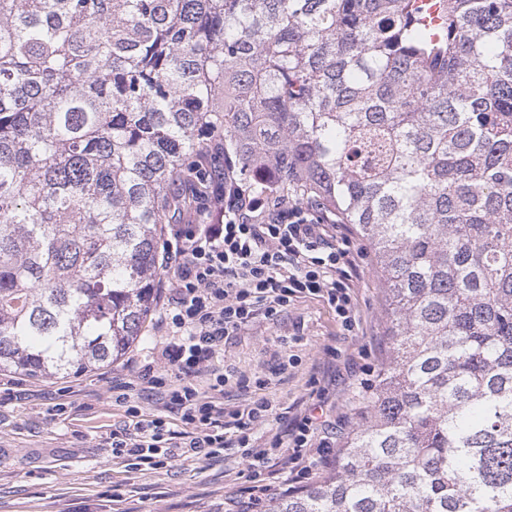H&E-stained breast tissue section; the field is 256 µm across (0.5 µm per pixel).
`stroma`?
Here are the masks:
<instances>
[{
	"label": "stroma",
	"instance_id": "stroma-1",
	"mask_svg": "<svg viewBox=\"0 0 512 512\" xmlns=\"http://www.w3.org/2000/svg\"><path fill=\"white\" fill-rule=\"evenodd\" d=\"M352 242L357 327L344 330L333 307L317 296L293 301L277 321L257 319L225 345L224 366L268 383L225 387V408L264 397L292 414L322 410L337 432L351 427L361 384L388 349L387 295L374 254L360 237ZM168 298V282L159 280L155 315L111 365L61 379L0 371V512H224L252 486L237 448L204 461L178 457L154 469L113 455L105 442L127 424L130 404L171 429L182 427L157 396L135 395L125 405L112 392L113 385L133 381L137 364L152 361L164 345L157 314ZM287 355L292 362L280 370Z\"/></svg>",
	"mask_w": 512,
	"mask_h": 512
}]
</instances>
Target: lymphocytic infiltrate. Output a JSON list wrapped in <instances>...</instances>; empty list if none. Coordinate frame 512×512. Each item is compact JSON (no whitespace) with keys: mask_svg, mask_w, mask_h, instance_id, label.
<instances>
[{"mask_svg":"<svg viewBox=\"0 0 512 512\" xmlns=\"http://www.w3.org/2000/svg\"><path fill=\"white\" fill-rule=\"evenodd\" d=\"M195 216V223L175 232L162 266L171 298L164 313L170 338L161 357L175 376L167 378L146 364L136 383L123 385L127 391L137 386L159 393L165 407L179 413L183 428L172 430L162 419L141 418L131 406L127 413L135 422L112 432V451L156 468L175 457L209 460L236 447L254 471L282 459L296 479H303L310 468L326 467L333 455L316 417H294L287 434L258 443L254 425L272 416L271 403L262 398L243 409L225 410L218 400L225 386L232 381L246 385L247 378L219 371L212 362L226 341L258 317L277 319L291 302L307 295H325L341 326L352 330L357 312L348 240L333 237L330 224L312 206L295 202L283 207L268 196L246 198L228 210L223 191L217 189ZM201 376L209 379L203 392L194 383ZM228 423L236 438L226 437Z\"/></svg>","mask_w":512,"mask_h":512,"instance_id":"f902f5d3","label":"lymphocytic infiltrate"}]
</instances>
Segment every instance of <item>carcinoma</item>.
Here are the masks:
<instances>
[{"label":"carcinoma","mask_w":512,"mask_h":512,"mask_svg":"<svg viewBox=\"0 0 512 512\" xmlns=\"http://www.w3.org/2000/svg\"><path fill=\"white\" fill-rule=\"evenodd\" d=\"M214 156L354 225L389 301L333 469L270 512H512V0H0V369L122 357Z\"/></svg>","instance_id":"obj_1"}]
</instances>
